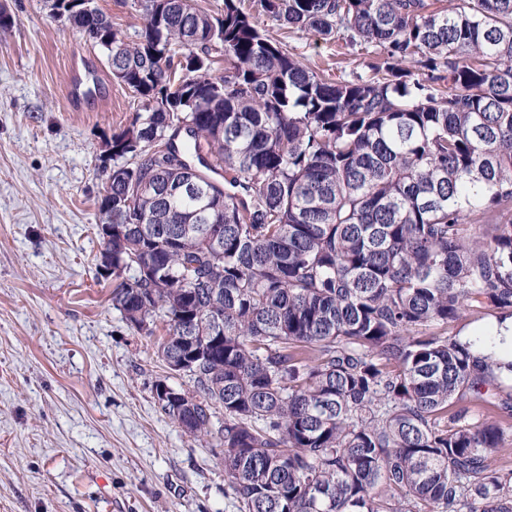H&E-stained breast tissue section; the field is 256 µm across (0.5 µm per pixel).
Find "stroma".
Returning a JSON list of instances; mask_svg holds the SVG:
<instances>
[{"mask_svg": "<svg viewBox=\"0 0 512 512\" xmlns=\"http://www.w3.org/2000/svg\"><path fill=\"white\" fill-rule=\"evenodd\" d=\"M0 6V512H238L218 449L156 408L158 336L130 328L97 273L100 158L137 102L47 0ZM260 23L329 78L363 69L339 43ZM87 67L97 85L72 103Z\"/></svg>", "mask_w": 512, "mask_h": 512, "instance_id": "obj_1", "label": "stroma"}]
</instances>
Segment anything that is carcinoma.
<instances>
[{"instance_id": "obj_1", "label": "carcinoma", "mask_w": 512, "mask_h": 512, "mask_svg": "<svg viewBox=\"0 0 512 512\" xmlns=\"http://www.w3.org/2000/svg\"><path fill=\"white\" fill-rule=\"evenodd\" d=\"M258 3L372 50L370 74L327 79L244 0H144L133 38L95 6L70 20L139 102L100 258L128 325L193 362L158 410L222 449L240 512H512L502 421L448 417L512 416L474 351L495 332L448 333L512 317V0ZM495 322L496 318L492 315L485 314L484 311L472 312L463 319L451 324L448 327V332L459 335L462 334L460 337L464 340L467 337L472 336L473 332H470L469 330H478L482 326L494 324Z\"/></svg>"}]
</instances>
